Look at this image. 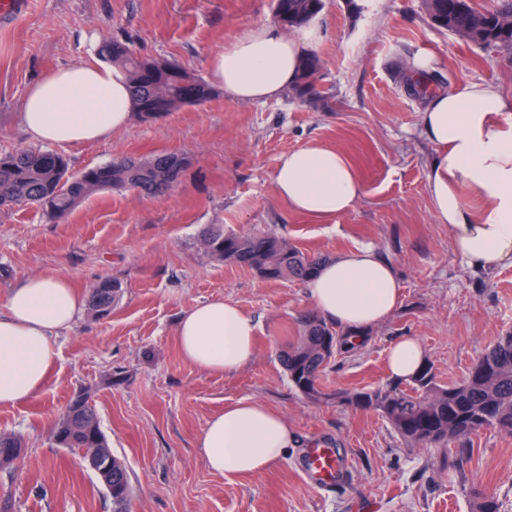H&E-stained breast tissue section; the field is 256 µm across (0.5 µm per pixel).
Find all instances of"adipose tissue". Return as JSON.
I'll return each instance as SVG.
<instances>
[{"label": "adipose tissue", "instance_id": "1", "mask_svg": "<svg viewBox=\"0 0 512 512\" xmlns=\"http://www.w3.org/2000/svg\"><path fill=\"white\" fill-rule=\"evenodd\" d=\"M322 37L315 19L288 33L254 24L210 58L209 71L228 100H270L297 83L303 57ZM131 119L126 72L101 61L48 72L30 86L20 112L29 140L58 146L106 140ZM420 133L433 149L430 205L454 250L476 270L512 266V92L479 82L431 92ZM274 180L293 211L320 222L350 211L364 190L349 157L319 143L282 154ZM305 288L323 317L357 334L386 321L402 293L395 267L364 245L326 261ZM83 309L78 291L59 275L30 277L0 300V407L44 392L59 358L55 334ZM255 338L252 318L221 299L183 311L176 327L183 359L211 374L248 364ZM387 361L390 376L406 380L425 355L407 337L390 347ZM293 444L284 417L252 400L225 405L196 442L206 468L227 478L267 471Z\"/></svg>", "mask_w": 512, "mask_h": 512}]
</instances>
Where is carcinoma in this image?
Segmentation results:
<instances>
[{
    "label": "carcinoma",
    "instance_id": "cac0c4a2",
    "mask_svg": "<svg viewBox=\"0 0 512 512\" xmlns=\"http://www.w3.org/2000/svg\"><path fill=\"white\" fill-rule=\"evenodd\" d=\"M431 22L485 50L512 51V0H497L491 8H478L474 0H424ZM325 0H274V14H288L289 27H298L318 16ZM101 54L128 75L134 112L145 120L187 105H201L214 95L204 79L167 60L138 53L131 42L113 37L103 42ZM320 68L315 55L301 63L299 83L292 92L300 97L318 95L316 80ZM185 167L180 156L156 153L139 166L114 160L103 166L70 173L61 154L31 148L0 155V192L15 206L34 207L49 219L60 218L81 202L104 191L132 189L147 196H160L177 183ZM202 238L215 258L245 266L268 280L310 277L322 262L319 256L299 251L285 239L271 233L235 235L224 225L210 224ZM121 283L106 278L93 289L90 306L95 314H109L120 297ZM348 333L339 332L322 318L308 315L301 321L300 336L279 355L292 385L313 400L345 402L373 409L393 429L414 445H436L494 429L512 435V334L501 336L483 352L459 382H437L434 367L427 362L406 384L390 383L376 389L325 393L320 373L331 359L349 353ZM62 448H101L112 461V512H127L131 496L126 464L112 453L90 400L74 397L52 430ZM22 442L0 433V464L13 459L5 449Z\"/></svg>",
    "mask_w": 512,
    "mask_h": 512
}]
</instances>
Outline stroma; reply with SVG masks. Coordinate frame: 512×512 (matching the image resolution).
<instances>
[{
    "mask_svg": "<svg viewBox=\"0 0 512 512\" xmlns=\"http://www.w3.org/2000/svg\"><path fill=\"white\" fill-rule=\"evenodd\" d=\"M271 0H23L0 23V153L28 148L18 115L42 75L98 58L102 41L126 33L144 55L209 78V59L244 28L272 22ZM324 40L312 98L208 102L159 119L134 118L107 140L64 148L71 171L153 152L192 163L168 193L105 191L48 221L31 207L0 209V299L25 279L64 276L82 295L99 280L122 284L111 313L84 310L59 331V360L46 389L0 408V432L25 453L0 465V512H112V500L81 453L51 440L55 420L87 392L132 485L129 512H475L477 495L512 512V436L484 430L445 447L408 445L378 412L316 402L296 390L279 355L314 307L303 281L264 280L208 255L203 228L265 231L304 253L334 257L374 245L402 282L395 313L357 352L332 358L323 391L385 386L389 346L411 336L440 382L462 379L499 336L512 332V267L468 268L431 210V150L418 134L424 96L404 62L424 55L433 90L488 82L512 90V54L482 50L431 24L422 0H325ZM317 141L343 151L365 187L329 224L297 214L278 196L274 174L285 152ZM221 299L257 324L252 361L212 375L177 347L181 313ZM259 401L280 413L296 445L265 473L225 478L196 450L207 421L226 404ZM337 448L346 480L320 489L304 480L310 441Z\"/></svg>",
    "mask_w": 512,
    "mask_h": 512,
    "instance_id": "1",
    "label": "stroma"
}]
</instances>
